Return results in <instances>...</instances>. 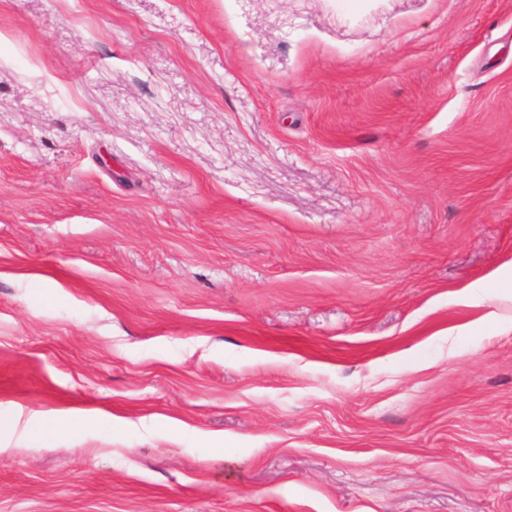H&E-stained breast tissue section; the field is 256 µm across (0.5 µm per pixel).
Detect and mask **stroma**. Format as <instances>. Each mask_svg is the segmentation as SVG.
Returning a JSON list of instances; mask_svg holds the SVG:
<instances>
[{
    "mask_svg": "<svg viewBox=\"0 0 512 512\" xmlns=\"http://www.w3.org/2000/svg\"><path fill=\"white\" fill-rule=\"evenodd\" d=\"M1 411L0 512H512V0H0ZM112 420L108 417L93 411H87L81 414H72L68 412H57L50 419H43L37 425L31 428L32 432H41L48 430L51 433L61 436L76 429H93L102 422Z\"/></svg>",
    "mask_w": 512,
    "mask_h": 512,
    "instance_id": "1",
    "label": "stroma"
}]
</instances>
